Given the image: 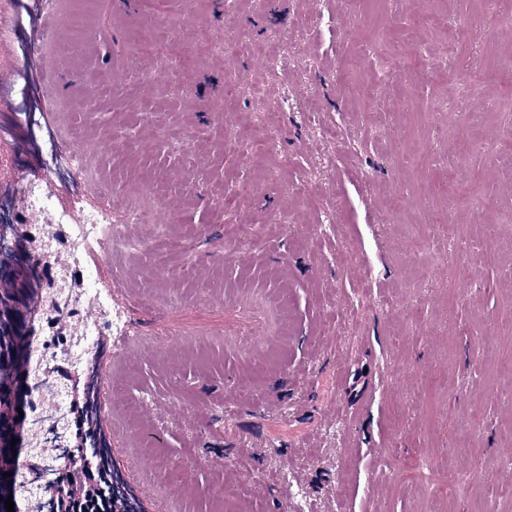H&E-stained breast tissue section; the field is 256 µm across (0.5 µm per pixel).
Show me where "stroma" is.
Masks as SVG:
<instances>
[{
    "label": "stroma",
    "instance_id": "35a3bbf8",
    "mask_svg": "<svg viewBox=\"0 0 512 512\" xmlns=\"http://www.w3.org/2000/svg\"><path fill=\"white\" fill-rule=\"evenodd\" d=\"M224 2L89 5L60 90L94 82L112 107L46 102L37 142L17 110L38 72L0 85L9 210L51 168L63 205L126 172L175 188L176 274L153 300L139 277L113 287L126 256L87 255L114 314L156 321L127 354L103 333L115 466L145 512H213L218 492L224 512H294L292 481L308 512H512V0ZM74 132L136 151L53 167Z\"/></svg>",
    "mask_w": 512,
    "mask_h": 512
}]
</instances>
